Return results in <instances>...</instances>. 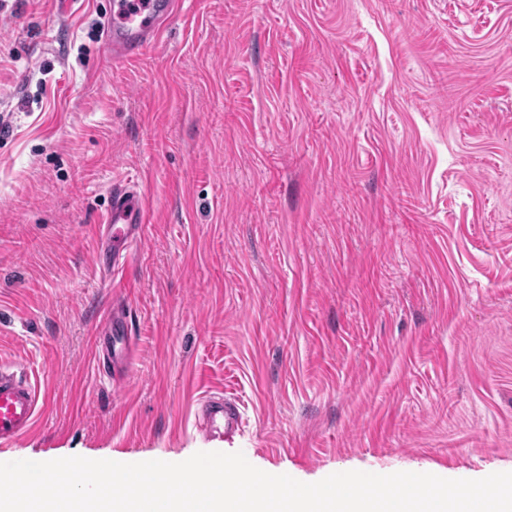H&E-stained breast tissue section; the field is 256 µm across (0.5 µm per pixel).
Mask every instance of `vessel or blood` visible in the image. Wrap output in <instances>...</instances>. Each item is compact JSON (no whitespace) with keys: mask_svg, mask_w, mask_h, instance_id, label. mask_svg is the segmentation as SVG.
<instances>
[{"mask_svg":"<svg viewBox=\"0 0 512 512\" xmlns=\"http://www.w3.org/2000/svg\"><path fill=\"white\" fill-rule=\"evenodd\" d=\"M180 0H110L102 29V54L113 62L134 60L145 49L163 42L167 21L175 15ZM148 210L138 187L113 189L111 205L103 219L111 232L112 245L105 249L104 264L109 274L122 272L141 240ZM99 365L107 378L117 366L132 358L131 335L122 311L106 314L96 328ZM46 397L32 381L25 364L0 360V445L29 436L36 425ZM243 413L239 402L210 395L200 402L197 426L209 435H232L239 431Z\"/></svg>","mask_w":512,"mask_h":512,"instance_id":"1","label":"vessel or blood"}]
</instances>
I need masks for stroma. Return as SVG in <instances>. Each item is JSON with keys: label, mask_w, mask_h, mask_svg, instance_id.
I'll return each mask as SVG.
<instances>
[{"label": "stroma", "mask_w": 512, "mask_h": 512, "mask_svg": "<svg viewBox=\"0 0 512 512\" xmlns=\"http://www.w3.org/2000/svg\"><path fill=\"white\" fill-rule=\"evenodd\" d=\"M105 7L0 0V359L51 396L9 456L511 470L512 0H185L102 69ZM127 177L149 222L116 288ZM220 391L230 439L196 427ZM125 319L122 311L112 309L95 330L99 370L102 367L110 382L114 380L116 366L127 365L132 358V338ZM197 410V426L204 434L223 435L224 437L240 431L243 413L239 402L224 399L223 396L210 395L200 401Z\"/></svg>", "instance_id": "stroma-1"}]
</instances>
